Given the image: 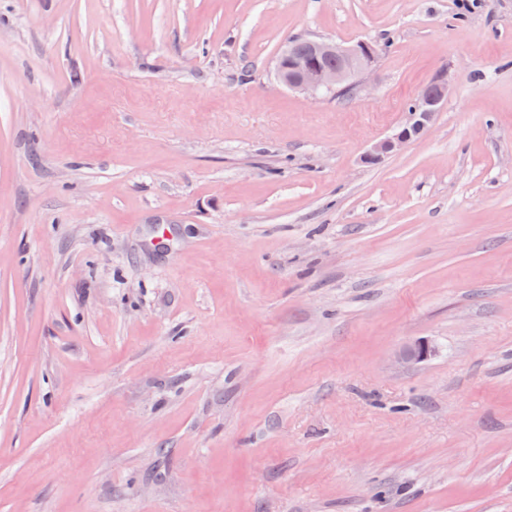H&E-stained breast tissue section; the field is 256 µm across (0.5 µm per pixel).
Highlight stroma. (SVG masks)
<instances>
[{
	"label": "stroma",
	"instance_id": "stroma-1",
	"mask_svg": "<svg viewBox=\"0 0 512 512\" xmlns=\"http://www.w3.org/2000/svg\"><path fill=\"white\" fill-rule=\"evenodd\" d=\"M0 512H512V0H0ZM319 57H332L322 64L336 67H320ZM374 61L371 44L359 41L346 45L332 40L310 39L307 50H299L288 43L280 51L276 60L275 77L277 82L288 88L305 93H319L331 90H348L361 84L362 75ZM448 92L447 81L438 78L416 95V104L414 98L410 99L407 102L408 119L406 123L392 134L372 144L362 158L363 163H380L420 137L433 123L447 101Z\"/></svg>",
	"mask_w": 512,
	"mask_h": 512
}]
</instances>
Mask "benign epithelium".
<instances>
[{"instance_id":"1","label":"benign epithelium","mask_w":512,"mask_h":512,"mask_svg":"<svg viewBox=\"0 0 512 512\" xmlns=\"http://www.w3.org/2000/svg\"><path fill=\"white\" fill-rule=\"evenodd\" d=\"M319 57L336 58L341 65L320 67L316 64ZM373 61L374 49L369 43L359 41L346 45L332 40L311 39L309 48L304 51L292 43L284 46L276 60L275 77L281 86L305 93L348 90L361 84L362 75ZM448 92V83L442 78L434 80L419 92L406 123L372 144L362 161L366 164L379 163L421 136L447 101ZM431 352L429 345L418 343L408 347L403 357L407 361L420 362Z\"/></svg>"}]
</instances>
